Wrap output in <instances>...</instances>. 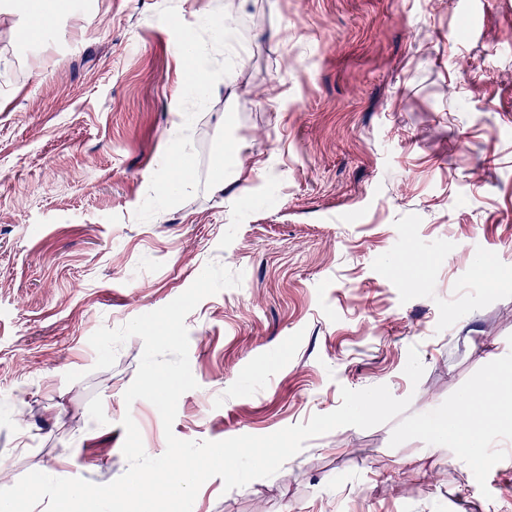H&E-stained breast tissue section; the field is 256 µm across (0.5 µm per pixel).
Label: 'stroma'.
Returning <instances> with one entry per match:
<instances>
[{"instance_id":"stroma-1","label":"stroma","mask_w":512,"mask_h":512,"mask_svg":"<svg viewBox=\"0 0 512 512\" xmlns=\"http://www.w3.org/2000/svg\"><path fill=\"white\" fill-rule=\"evenodd\" d=\"M210 0H94L20 43L0 13V462L107 484L143 351L90 336L183 293L198 383L182 440L268 435L388 386L407 411L306 441L192 512H512V0H247L226 85L189 91L178 43ZM184 139L193 179L170 158ZM223 165V192L212 183ZM497 414L432 433L491 367Z\"/></svg>"}]
</instances>
